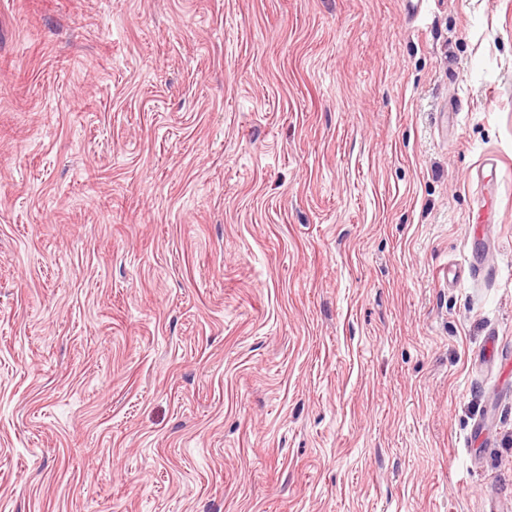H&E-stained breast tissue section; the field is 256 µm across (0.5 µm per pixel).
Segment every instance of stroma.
<instances>
[{"mask_svg": "<svg viewBox=\"0 0 512 512\" xmlns=\"http://www.w3.org/2000/svg\"><path fill=\"white\" fill-rule=\"evenodd\" d=\"M492 340L512 0H0V512H512ZM472 180L481 186L483 197L488 201H493L497 196L500 184L497 163L491 159L487 160L475 170ZM494 223V217L491 213L483 220L475 224L465 239V261L470 276L481 277L484 280H496L499 276V270L496 267H490L485 260V255L490 250V239L485 233V224Z\"/></svg>", "mask_w": 512, "mask_h": 512, "instance_id": "stroma-1", "label": "stroma"}]
</instances>
